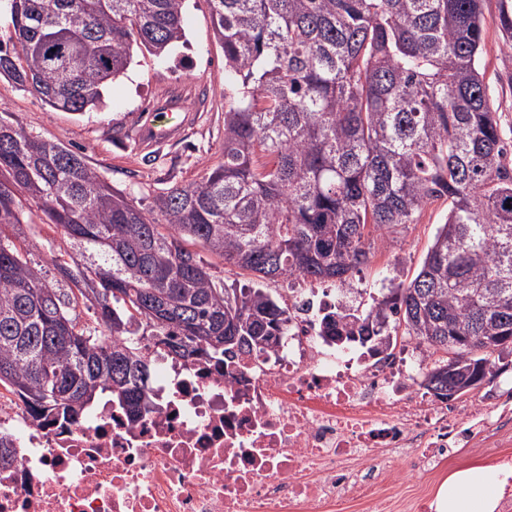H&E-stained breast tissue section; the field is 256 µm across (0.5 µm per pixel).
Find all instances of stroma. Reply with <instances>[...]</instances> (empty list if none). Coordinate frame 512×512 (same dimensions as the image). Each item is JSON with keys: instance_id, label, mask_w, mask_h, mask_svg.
Segmentation results:
<instances>
[{"instance_id": "35a3bbf8", "label": "stroma", "mask_w": 512, "mask_h": 512, "mask_svg": "<svg viewBox=\"0 0 512 512\" xmlns=\"http://www.w3.org/2000/svg\"><path fill=\"white\" fill-rule=\"evenodd\" d=\"M183 17L184 42L162 60L135 54L126 73L108 84L103 107L81 114L59 111L0 77V118L20 120L32 135L74 146L114 188L130 195L141 208H150L155 194L199 180L224 159V51L214 37L208 0H186ZM483 29L484 80L501 124L508 129L512 127V46L499 30L498 0H484ZM175 91L186 96L187 127L173 141L139 146L134 134L143 115ZM447 211V204L434 202L416 223L376 238L368 263L349 278L363 290L361 309H369L390 288L415 276ZM0 230L24 248L48 278L56 276V260L68 258V242L40 217ZM185 247L216 283L236 288L251 284V273L225 264L201 243L189 241Z\"/></svg>"}]
</instances>
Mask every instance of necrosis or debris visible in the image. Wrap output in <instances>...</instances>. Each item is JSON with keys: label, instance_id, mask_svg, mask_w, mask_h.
Masks as SVG:
<instances>
[{"label": "necrosis or debris", "instance_id": "4bbe7bcc", "mask_svg": "<svg viewBox=\"0 0 512 512\" xmlns=\"http://www.w3.org/2000/svg\"><path fill=\"white\" fill-rule=\"evenodd\" d=\"M346 293L289 277L288 320L261 355L184 361L146 346L157 372L134 420L102 406L39 422L0 394L16 456L0 467V512H431L430 497L392 492L391 458L426 477L480 433L495 440L486 462L511 468L506 409L428 394L417 342L371 357L325 336Z\"/></svg>", "mask_w": 512, "mask_h": 512}]
</instances>
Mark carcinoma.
Wrapping results in <instances>:
<instances>
[{
  "mask_svg": "<svg viewBox=\"0 0 512 512\" xmlns=\"http://www.w3.org/2000/svg\"><path fill=\"white\" fill-rule=\"evenodd\" d=\"M185 0H0V76L45 104L102 102L134 51L184 37ZM224 50V162L155 196L146 214L85 155L0 120V228L17 195L70 244L42 268L0 231V387L34 420L74 421L101 395L137 417L151 381L139 344L221 358L278 343L286 311L259 283L346 282L375 237L437 201L448 214L417 275L329 337L387 349L403 328L494 378L512 354V150L481 72L482 0H210ZM499 25L512 40V0ZM160 215L169 233L160 231ZM201 242L256 283L227 290L182 246ZM106 335L78 327L73 289ZM448 360L422 386L448 396Z\"/></svg>",
  "mask_w": 512,
  "mask_h": 512,
  "instance_id": "carcinoma-1",
  "label": "carcinoma"
}]
</instances>
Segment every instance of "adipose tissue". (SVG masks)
Instances as JSON below:
<instances>
[{
  "instance_id": "obj_1",
  "label": "adipose tissue",
  "mask_w": 512,
  "mask_h": 512,
  "mask_svg": "<svg viewBox=\"0 0 512 512\" xmlns=\"http://www.w3.org/2000/svg\"><path fill=\"white\" fill-rule=\"evenodd\" d=\"M512 472L486 465L454 470L440 484L433 506L436 512H495Z\"/></svg>"
}]
</instances>
